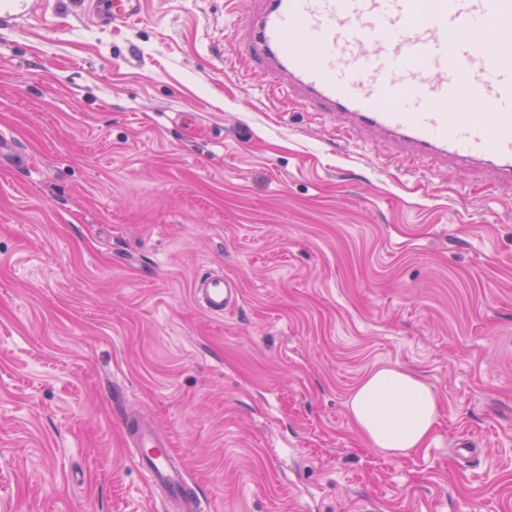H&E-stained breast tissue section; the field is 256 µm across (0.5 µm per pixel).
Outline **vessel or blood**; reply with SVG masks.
I'll return each mask as SVG.
<instances>
[{
  "mask_svg": "<svg viewBox=\"0 0 512 512\" xmlns=\"http://www.w3.org/2000/svg\"><path fill=\"white\" fill-rule=\"evenodd\" d=\"M143 0H95L99 20H136ZM236 53L307 108L406 161L488 173L512 187V0H249ZM195 302L220 317L239 303L216 271ZM131 452L163 512H205L166 438L128 422Z\"/></svg>",
  "mask_w": 512,
  "mask_h": 512,
  "instance_id": "b4317fda",
  "label": "vessel or blood"
}]
</instances>
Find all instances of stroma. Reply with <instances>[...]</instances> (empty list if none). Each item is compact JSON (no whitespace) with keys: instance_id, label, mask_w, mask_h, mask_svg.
I'll list each match as a JSON object with an SVG mask.
<instances>
[{"instance_id":"obj_1","label":"stroma","mask_w":512,"mask_h":512,"mask_svg":"<svg viewBox=\"0 0 512 512\" xmlns=\"http://www.w3.org/2000/svg\"><path fill=\"white\" fill-rule=\"evenodd\" d=\"M145 2L0 0V512H161L133 413L206 512H512V197L343 140L231 56L245 0ZM381 367L441 401L401 459L346 407ZM142 2L143 0H95L93 6L99 20L126 24L140 16ZM195 302L208 314L223 317L224 312L235 308L239 303V289L222 271L212 272L192 285Z\"/></svg>"}]
</instances>
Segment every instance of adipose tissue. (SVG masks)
Returning <instances> with one entry per match:
<instances>
[{"label": "adipose tissue", "mask_w": 512, "mask_h": 512, "mask_svg": "<svg viewBox=\"0 0 512 512\" xmlns=\"http://www.w3.org/2000/svg\"><path fill=\"white\" fill-rule=\"evenodd\" d=\"M347 410L370 447L403 458L424 447L438 423L440 400L435 388L419 375L382 367L358 383Z\"/></svg>", "instance_id": "1"}]
</instances>
